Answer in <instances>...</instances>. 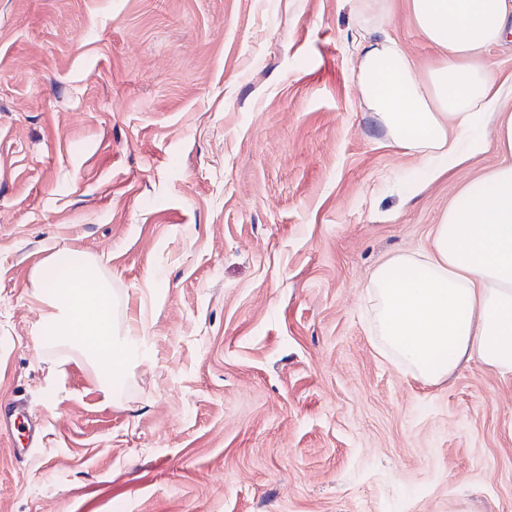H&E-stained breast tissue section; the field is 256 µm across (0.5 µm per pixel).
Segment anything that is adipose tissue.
<instances>
[{"label": "adipose tissue", "instance_id": "obj_1", "mask_svg": "<svg viewBox=\"0 0 512 512\" xmlns=\"http://www.w3.org/2000/svg\"><path fill=\"white\" fill-rule=\"evenodd\" d=\"M422 34L445 54L419 79L414 59L384 29V0H361L356 81L363 103L399 147L440 176L482 149L470 136L494 120L498 165L483 188L449 205L426 250L389 257L370 282L383 353L431 385L476 359L512 377V104L482 54L512 28V0H408ZM48 323L97 371L104 391L138 362L140 337L119 332L110 283L91 258L53 252L35 275Z\"/></svg>", "mask_w": 512, "mask_h": 512}]
</instances>
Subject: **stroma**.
<instances>
[{"label": "stroma", "instance_id": "stroma-1", "mask_svg": "<svg viewBox=\"0 0 512 512\" xmlns=\"http://www.w3.org/2000/svg\"><path fill=\"white\" fill-rule=\"evenodd\" d=\"M420 72L443 52L389 0ZM360 0H0V512H512V379L382 354L368 284L433 179L358 93ZM96 258L145 358L104 395L34 274ZM27 426L32 442H35L41 433L40 423L37 422L35 416L24 402L12 400L8 402H0V430L16 428V426Z\"/></svg>", "mask_w": 512, "mask_h": 512}]
</instances>
